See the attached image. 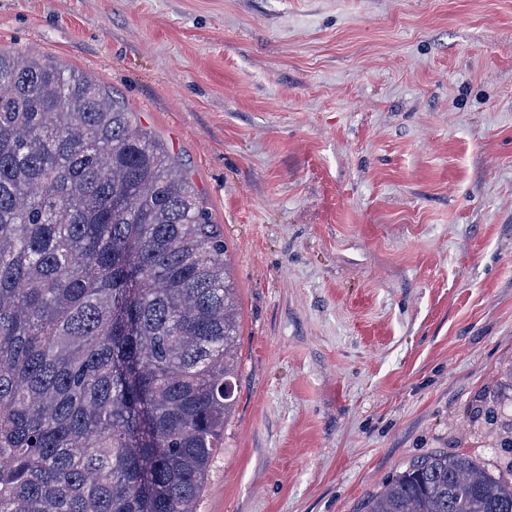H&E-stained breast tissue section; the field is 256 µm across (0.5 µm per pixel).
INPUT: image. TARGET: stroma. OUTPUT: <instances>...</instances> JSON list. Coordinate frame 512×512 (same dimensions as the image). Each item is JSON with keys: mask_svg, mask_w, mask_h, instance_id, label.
<instances>
[{"mask_svg": "<svg viewBox=\"0 0 512 512\" xmlns=\"http://www.w3.org/2000/svg\"><path fill=\"white\" fill-rule=\"evenodd\" d=\"M125 104L224 240L236 402L197 512H365L490 471L512 384V0H0Z\"/></svg>", "mask_w": 512, "mask_h": 512, "instance_id": "stroma-1", "label": "stroma"}]
</instances>
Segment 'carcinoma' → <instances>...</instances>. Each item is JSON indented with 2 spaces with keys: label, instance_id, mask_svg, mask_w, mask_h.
Listing matches in <instances>:
<instances>
[{
  "label": "carcinoma",
  "instance_id": "obj_1",
  "mask_svg": "<svg viewBox=\"0 0 512 512\" xmlns=\"http://www.w3.org/2000/svg\"><path fill=\"white\" fill-rule=\"evenodd\" d=\"M224 240L100 84L0 53V512H196L238 378ZM366 512H512L434 452Z\"/></svg>",
  "mask_w": 512,
  "mask_h": 512
}]
</instances>
